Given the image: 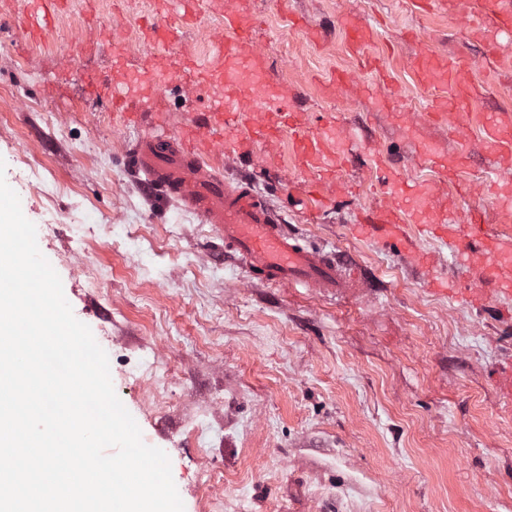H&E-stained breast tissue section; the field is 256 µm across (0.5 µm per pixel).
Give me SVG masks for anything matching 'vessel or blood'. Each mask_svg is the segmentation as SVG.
<instances>
[{
  "label": "vessel or blood",
  "instance_id": "1",
  "mask_svg": "<svg viewBox=\"0 0 512 512\" xmlns=\"http://www.w3.org/2000/svg\"><path fill=\"white\" fill-rule=\"evenodd\" d=\"M424 2L434 11L460 19L484 41L512 35V0ZM254 25V17L243 14L239 5L226 7L224 30L212 35L211 56L203 65L204 84L223 85L224 95L212 98L204 118L179 129H170L161 113L148 106L129 108L138 87L148 83L151 69L137 70L122 84L102 73L87 88L91 94L108 95L113 111L128 112L139 130L125 153L127 171L138 176L142 188L212 225L224 242L225 255L236 260L245 278L336 293L366 287L368 278L356 264L341 261L334 252L303 245L249 178L227 180L207 159L205 144H226L246 154L252 144L272 141L287 129L300 175L292 188L304 202L320 206L326 187L342 182L350 134L336 137L314 132L300 113L291 111L287 85L274 86L266 80V59L252 40ZM345 32L349 53L367 58L375 30L349 21ZM410 67L424 83L448 88L458 108L466 107L472 90L454 62L427 57L411 62ZM483 138L497 156L486 183L498 186L502 174L512 171V114L503 112L487 120ZM377 177L383 198L373 210L372 223L362 225V233L397 238L404 236L407 225H416L436 236L443 249L463 257L480 282L512 292V238L485 234L480 209L460 216L448 209L429 183L405 181L383 160L377 163Z\"/></svg>",
  "mask_w": 512,
  "mask_h": 512
}]
</instances>
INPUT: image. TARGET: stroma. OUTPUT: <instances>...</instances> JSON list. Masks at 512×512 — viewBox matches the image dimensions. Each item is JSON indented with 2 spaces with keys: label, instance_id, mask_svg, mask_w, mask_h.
I'll return each instance as SVG.
<instances>
[{
  "label": "stroma",
  "instance_id": "35a3bbf8",
  "mask_svg": "<svg viewBox=\"0 0 512 512\" xmlns=\"http://www.w3.org/2000/svg\"><path fill=\"white\" fill-rule=\"evenodd\" d=\"M249 2L268 80L288 86L292 110L319 131L356 129L346 176L360 188L311 211L288 192L296 172L286 134L260 147L261 161L227 158L224 173L252 174L294 232L361 265L369 287L331 294L244 282L211 225L151 198L127 174L124 149L136 133L107 99L85 94V77L107 71L119 83L141 62L152 0H73L36 40L28 0H0V160L24 216L53 226L41 253L107 353L143 442L169 456L184 512H512V396L497 384L512 357V323L499 317L512 295L478 310L428 292L406 240L350 230L374 202L383 154L458 212L482 206L488 231L507 233L489 200L460 196L416 161L419 143L442 147L460 156L461 180L480 185L492 160L480 123L512 113V96L484 77L494 58L461 20L414 0ZM228 3L207 0L194 27L166 19L178 36L152 52L155 90L173 122L199 106L194 79H170V64L205 53ZM349 13L379 34L375 53L389 77L372 97L344 47ZM107 29L124 41L117 65ZM422 55L459 60L477 90L456 133L424 120L439 90L397 64ZM342 70L355 83L330 87ZM20 159L47 168L53 192L22 187ZM148 370L150 383L136 384ZM205 469L214 488L201 482Z\"/></svg>",
  "mask_w": 512,
  "mask_h": 512
}]
</instances>
